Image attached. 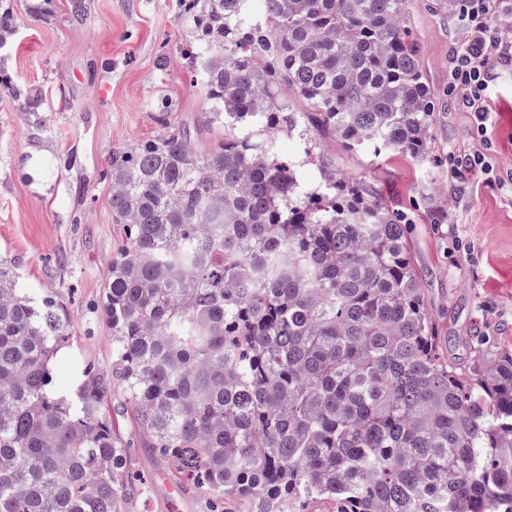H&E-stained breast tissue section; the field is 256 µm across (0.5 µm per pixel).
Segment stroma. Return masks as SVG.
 <instances>
[{"label":"stroma","instance_id":"35a3bbf8","mask_svg":"<svg viewBox=\"0 0 512 512\" xmlns=\"http://www.w3.org/2000/svg\"><path fill=\"white\" fill-rule=\"evenodd\" d=\"M0 0L16 31L0 48V260L11 263L35 303L50 301L65 340L52 366L69 381L67 361L112 373V339L103 313L112 259L125 242L110 201L112 156L161 132L155 105L193 126L206 105L183 67L172 0ZM459 0H407L404 22L435 101L428 150L349 152L324 138L337 174L382 193L409 220L412 263L424 305L449 358L466 361L474 337L512 348V196L478 171L453 174L450 155L482 153L498 174L512 170V65L487 94L491 124L480 134L449 80L450 61L469 31ZM35 100L23 107L18 92ZM141 487L128 512H211L200 489L178 488L132 413L115 415Z\"/></svg>","mask_w":512,"mask_h":512}]
</instances>
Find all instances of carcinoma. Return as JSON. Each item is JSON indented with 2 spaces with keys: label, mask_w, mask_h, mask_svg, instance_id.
<instances>
[{
  "label": "carcinoma",
  "mask_w": 512,
  "mask_h": 512,
  "mask_svg": "<svg viewBox=\"0 0 512 512\" xmlns=\"http://www.w3.org/2000/svg\"><path fill=\"white\" fill-rule=\"evenodd\" d=\"M405 4L176 0L208 108L112 156V379L53 383L62 319L0 262V512H127L112 380L175 482L237 512H512V352L448 358L401 215L320 152L427 150ZM488 20L511 45L508 5Z\"/></svg>",
  "instance_id": "1"
}]
</instances>
